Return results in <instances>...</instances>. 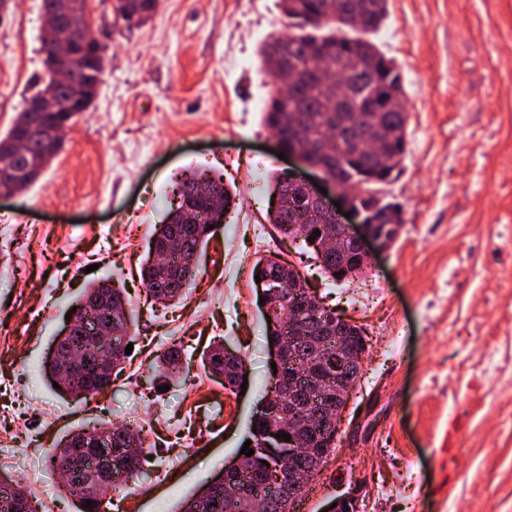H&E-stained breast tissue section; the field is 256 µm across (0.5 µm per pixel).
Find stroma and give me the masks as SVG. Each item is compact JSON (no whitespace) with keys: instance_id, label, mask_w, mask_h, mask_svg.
<instances>
[{"instance_id":"stroma-1","label":"stroma","mask_w":512,"mask_h":512,"mask_svg":"<svg viewBox=\"0 0 512 512\" xmlns=\"http://www.w3.org/2000/svg\"><path fill=\"white\" fill-rule=\"evenodd\" d=\"M92 0L107 59L92 106L39 180L0 201V476L37 512H76L47 456L73 428L138 421L150 451L133 493L105 512H177L239 456L269 384L254 260L294 261L369 344L336 448L304 497L321 512L358 487L364 512H512V0H389L374 41L406 88V155L383 188L404 224L363 275L329 278L304 241L268 221V181L289 168L263 120L273 85L258 49L289 33L280 0H161L126 27ZM42 0L0 20V133L42 82ZM239 194L185 299L147 301L140 263L183 172ZM124 289L138 320L125 369L79 402L42 365L91 281ZM241 355L243 392L201 367L214 341ZM169 391L152 364L171 343Z\"/></svg>"}]
</instances>
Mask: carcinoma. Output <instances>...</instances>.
Listing matches in <instances>:
<instances>
[{
    "instance_id": "carcinoma-1",
    "label": "carcinoma",
    "mask_w": 512,
    "mask_h": 512,
    "mask_svg": "<svg viewBox=\"0 0 512 512\" xmlns=\"http://www.w3.org/2000/svg\"><path fill=\"white\" fill-rule=\"evenodd\" d=\"M155 0H116L115 13L127 26L144 23L153 13ZM388 0H282V9L288 17L290 28L295 33L288 36L273 37L265 41L258 50L263 67L276 55L282 44H288L289 62L299 72L303 89L294 96L283 98L271 95L264 105V121L272 130L278 132L287 145H298L308 157L322 164L326 173L337 182L368 184V177L381 168L379 158L368 153L361 133L374 131L376 137L386 143L388 152H404V137L398 135L406 128L407 117L404 112H376L360 98L348 93L338 83H314L308 74V53L316 50L324 53L336 52V36H342L347 56H356L366 62L368 68H377L380 78L392 90H404L403 77L394 62L384 65L375 60L376 44L371 35L377 32L386 16ZM54 89L58 111L28 112L21 110L11 128L0 135V162L9 161L26 178V186L33 185L59 154L60 145L47 139L32 144L26 157L14 153L15 140L23 135L31 121L36 120L47 129L61 120L72 121L80 113V105L74 103V97L67 91L53 88L52 79H47L30 95L39 96L48 89ZM172 193L187 204V212L180 213L181 206L168 210L163 223L156 225L151 234L150 243H162L169 240L186 223L202 225L197 234H187L181 247L173 250L161 264H151V254H146L140 264V278L149 296L162 304H174L182 301L189 287L201 272L200 257L214 234L215 228L224 223L225 214L236 206L237 193L224 183L220 175L205 176V171H192L173 185ZM270 194L286 195L300 207L309 208L318 213L319 205L312 199H303L282 179V175L272 177ZM222 200L223 209L211 208L212 197ZM353 254L334 251L325 254L321 267L329 277L342 280L338 272L350 266ZM278 257L261 258L255 262L252 274L266 273L273 276L288 271V277L296 278L299 272L290 267L281 266ZM112 294V312L89 308L93 321L86 328L69 337L67 347L62 353L75 361V368L68 380L57 378L56 363L46 361V375L54 379L60 388L74 398L82 400L100 392L108 383L106 373L98 360L90 357L80 358V351L96 342L104 346L112 342V348L120 349L115 363L125 365L128 355L125 346L131 343L135 335L137 320L129 307L122 289L111 288V284L99 280L91 282L85 289L80 303L93 297ZM271 312L262 315L268 344L284 342L286 361L279 373H270V383L261 404L264 411L260 417L251 420L248 439L254 454L246 461L247 473L235 475L237 492L230 499L224 492L212 487L213 478H205L197 490L181 504L178 512H291L290 507L304 493L301 487L282 483L267 490L262 487L272 470L279 465L283 445L268 435L269 430L279 429L283 415L288 413V404L302 403L304 396L280 393L284 381L295 382L310 368L316 369L318 378L325 379L326 373L316 368L321 361L326 346L339 347L343 352L362 358L365 347L352 329L336 323V319L325 316L321 310L316 314L306 313L299 326H290L281 319L285 309L301 310L306 299L301 289H283L270 299ZM112 333V339L105 334ZM182 361L181 346L172 344L159 355L154 362L158 377L172 379L180 372ZM202 364L209 372L220 379L224 389L231 392L244 384L246 374L244 359L224 357V343L210 345L202 355ZM112 431V454L116 458L129 461L127 478H138L143 473L148 453L144 451V438L141 430L127 424L117 426L112 423L94 424L93 429L82 426L68 432L55 445L50 455V465L54 469L64 468L70 472L66 485L67 492L76 497L81 505L79 512H100L101 505L94 502L85 506L88 496L87 482L92 475L90 462L77 445L86 437L100 431ZM314 442L321 451L336 448V424L320 416L313 421L312 427L298 431ZM137 449L132 454L129 449ZM0 512H34L25 488L14 482V488L7 495L0 496Z\"/></svg>"
}]
</instances>
